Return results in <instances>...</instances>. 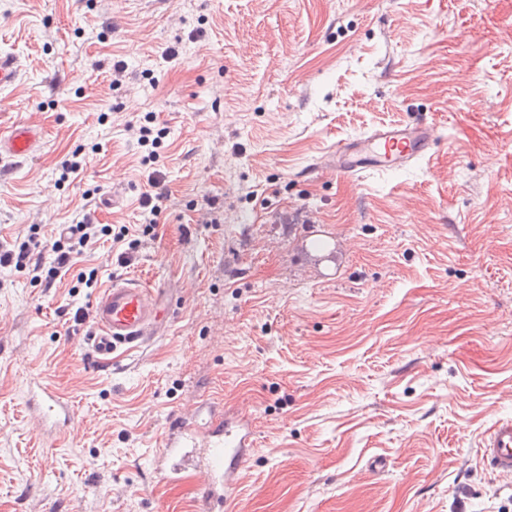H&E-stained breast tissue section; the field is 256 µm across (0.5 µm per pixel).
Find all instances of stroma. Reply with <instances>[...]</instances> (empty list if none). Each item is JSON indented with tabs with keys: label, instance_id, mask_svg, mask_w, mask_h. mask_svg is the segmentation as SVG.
Returning a JSON list of instances; mask_svg holds the SVG:
<instances>
[{
	"label": "stroma",
	"instance_id": "obj_1",
	"mask_svg": "<svg viewBox=\"0 0 512 512\" xmlns=\"http://www.w3.org/2000/svg\"><path fill=\"white\" fill-rule=\"evenodd\" d=\"M0 49V127L44 137L0 158V243L50 238L88 190L138 230L148 114L170 194L129 266L107 236L49 289L0 269V512H197L199 475L154 457L201 396L253 422L226 512H512L478 453L512 418V0H0ZM409 119L437 123L433 157L322 170ZM93 268L176 288L167 332L99 359L73 321L96 291L70 293ZM37 377L76 414L53 443ZM20 61L12 53L0 52V89L15 84L20 74Z\"/></svg>",
	"mask_w": 512,
	"mask_h": 512
}]
</instances>
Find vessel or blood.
Here are the masks:
<instances>
[{"label": "vessel or blood", "mask_w": 512, "mask_h": 512, "mask_svg": "<svg viewBox=\"0 0 512 512\" xmlns=\"http://www.w3.org/2000/svg\"><path fill=\"white\" fill-rule=\"evenodd\" d=\"M19 74V59L0 52V89L14 85ZM42 138L38 126L26 121L14 123L8 130H0V154L27 158ZM439 140L435 124L406 120L338 140L327 162L343 178L374 169L390 171L430 156ZM172 300V294L163 288L133 279L111 281L90 305V317L100 331L95 339L97 353L107 356L117 346L143 343L159 335L170 318ZM28 406L41 422V434L48 439L68 430L74 421L70 401L38 378L29 385ZM201 445L208 447L211 455L204 469L206 481L199 490V509L222 512L227 491L246 468L255 447L250 419L228 416L223 404L209 400L198 403L192 416L174 417L156 457L159 473L168 482H180L190 462L189 449ZM482 458L495 471L512 473V419L496 421L488 429L482 441Z\"/></svg>", "instance_id": "1"}]
</instances>
